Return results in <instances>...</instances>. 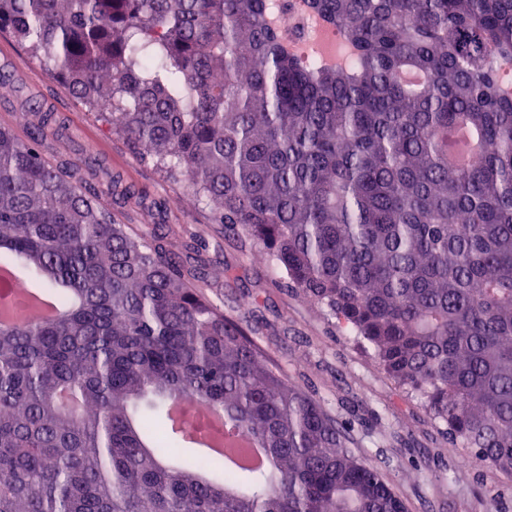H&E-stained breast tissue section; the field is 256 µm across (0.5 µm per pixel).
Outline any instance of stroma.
<instances>
[{
  "mask_svg": "<svg viewBox=\"0 0 512 512\" xmlns=\"http://www.w3.org/2000/svg\"><path fill=\"white\" fill-rule=\"evenodd\" d=\"M7 54L14 83L0 93V127L26 138L28 103L52 108L71 134L44 141L43 156L49 163L65 169L90 150L128 185L146 191L147 198L141 202L121 203L102 195L115 223L140 232L164 219L176 244L201 246L214 269L230 271L234 287L258 293L259 308L241 309L238 316L268 321V328L257 340L261 356L294 382L308 384L331 398L347 395L355 404L380 412L382 423L368 422L366 432L357 435L355 452L363 460L375 462L377 450L370 435L382 431L397 437V444L388 451L392 464L386 477L409 512H512V476L459 466L467 449L449 453L443 425L379 369L371 352L357 347L352 336L339 332L313 304L280 287L247 236L226 232L200 206L176 205V198L186 192L184 182L166 178L141 160L22 47L10 44ZM413 459L421 461V470L410 467Z\"/></svg>",
  "mask_w": 512,
  "mask_h": 512,
  "instance_id": "stroma-1",
  "label": "stroma"
}]
</instances>
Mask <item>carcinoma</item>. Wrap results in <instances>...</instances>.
I'll return each mask as SVG.
<instances>
[{"mask_svg":"<svg viewBox=\"0 0 512 512\" xmlns=\"http://www.w3.org/2000/svg\"><path fill=\"white\" fill-rule=\"evenodd\" d=\"M282 0H0V34L140 158L254 241L512 474V0H308L340 61L288 52ZM0 128V257L61 310L0 325V512H407L337 418L264 361L167 225L130 234L50 166L40 106ZM478 141L465 163L452 137ZM112 195H137L107 175ZM200 399L265 450L232 465L171 415Z\"/></svg>","mask_w":512,"mask_h":512,"instance_id":"carcinoma-1","label":"carcinoma"}]
</instances>
